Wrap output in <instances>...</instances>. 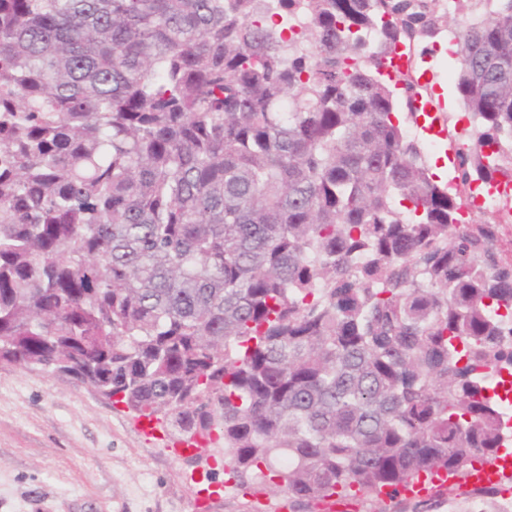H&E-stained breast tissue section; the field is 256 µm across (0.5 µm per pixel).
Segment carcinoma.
<instances>
[{"label": "carcinoma", "mask_w": 512, "mask_h": 512, "mask_svg": "<svg viewBox=\"0 0 512 512\" xmlns=\"http://www.w3.org/2000/svg\"><path fill=\"white\" fill-rule=\"evenodd\" d=\"M453 0L462 185L512 139V0ZM307 25L285 35L274 13ZM440 0H0V360L72 374L240 487L398 499L509 428L512 262L406 135Z\"/></svg>", "instance_id": "obj_1"}]
</instances>
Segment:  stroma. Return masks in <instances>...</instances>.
Here are the masks:
<instances>
[{
	"label": "stroma",
	"mask_w": 512,
	"mask_h": 512,
	"mask_svg": "<svg viewBox=\"0 0 512 512\" xmlns=\"http://www.w3.org/2000/svg\"><path fill=\"white\" fill-rule=\"evenodd\" d=\"M447 40L413 54L446 111L460 113ZM147 424L73 375L0 363V512H196L205 487L209 512H324L232 487L223 441L178 451L162 431L145 435Z\"/></svg>",
	"instance_id": "obj_1"
}]
</instances>
